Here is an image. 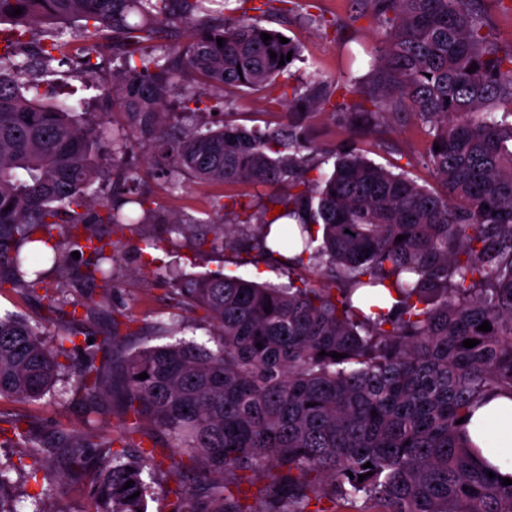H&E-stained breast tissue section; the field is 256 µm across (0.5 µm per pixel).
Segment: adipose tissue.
<instances>
[{
	"mask_svg": "<svg viewBox=\"0 0 512 512\" xmlns=\"http://www.w3.org/2000/svg\"><path fill=\"white\" fill-rule=\"evenodd\" d=\"M466 431L491 464L512 458V395H496L479 406L468 417Z\"/></svg>",
	"mask_w": 512,
	"mask_h": 512,
	"instance_id": "1",
	"label": "adipose tissue"
}]
</instances>
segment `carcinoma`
Returning a JSON list of instances; mask_svg holds the SVG:
<instances>
[{"instance_id": "carcinoma-1", "label": "carcinoma", "mask_w": 512, "mask_h": 512, "mask_svg": "<svg viewBox=\"0 0 512 512\" xmlns=\"http://www.w3.org/2000/svg\"><path fill=\"white\" fill-rule=\"evenodd\" d=\"M216 2L230 0H0V288L52 312L71 307L50 335L0 315V399L40 400L68 375L69 402L87 421L112 413L115 390L125 418L118 436L102 437L38 433L0 414V437L23 449L33 476L57 464L87 491L86 512H147L151 483L180 485L190 471L195 487L174 492L170 512H512V484L457 423L493 394H512V47L491 32L484 0H357L354 19L380 33L377 79L313 73L292 86L298 45L256 20L214 21ZM175 22L184 45L164 43ZM104 49L121 66L97 96L99 121L43 102L52 63L94 76ZM186 75L210 91L186 87ZM279 78L291 115L329 105L352 119L418 116L423 163L441 191L355 148L313 177L318 163L292 118L264 130L171 122L173 98L186 115L222 113L224 88L259 93ZM115 113L123 123L109 131ZM135 146L173 184L286 181L292 192L272 200L281 213L271 219L268 207L256 215L234 201L241 219L230 226L219 199L205 222L167 216L140 188ZM283 217L296 226L269 237ZM146 224L236 253L253 241L308 274L272 284L153 268L144 257L165 238ZM129 236L170 299L202 312L208 341L118 350L132 319L114 302V265ZM78 280L101 289L95 305L108 323L91 344L76 327L87 308L71 298ZM485 321L492 330H478ZM145 420L167 436L169 464L137 439ZM22 468L0 461V512H54L36 496L18 508ZM246 471L268 477L253 504L239 491Z\"/></svg>"}]
</instances>
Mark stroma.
Segmentation results:
<instances>
[{"label":"stroma","instance_id":"1","mask_svg":"<svg viewBox=\"0 0 512 512\" xmlns=\"http://www.w3.org/2000/svg\"><path fill=\"white\" fill-rule=\"evenodd\" d=\"M355 8V0H313V9L308 12L294 6L291 0H273L270 11L261 16L260 21L262 25L279 30L299 43L302 60L295 65L299 78H306L314 72L332 79L338 78L348 70L344 67V59L349 51L356 56L349 70L354 75L364 76L372 72L373 66L371 57L363 47L377 42L379 32L369 20L351 22ZM105 79L102 73L93 77L81 76L62 66L45 77L42 92L45 100L67 98L72 104L90 112L94 109L98 87ZM224 101L226 111L232 112L234 120L248 127H274L284 120V107L271 104L270 96L266 93L245 95L228 89L224 92ZM300 121L313 146L329 151L358 147L365 150L367 158L376 163L385 166L410 165L419 183L430 187L435 184L433 175L421 163L427 138L421 123L413 118L388 117L364 128L326 108L301 114ZM143 179L144 188L155 208L184 217H205L212 200L217 197L252 199L257 205L266 206L271 198L288 192V186L284 183L253 188L186 180L174 189L166 179L149 173L144 174ZM155 260L162 264H179L185 272L192 274L222 271L275 284L288 279L287 268L259 250L233 253L207 246L199 248L193 241L181 237L158 251ZM115 277L121 284L118 300L134 318V334L127 337V345L165 344V337H147L143 334L144 329L160 320L181 324L180 336L183 339H207L209 326L201 321L199 314L174 306L162 284L146 274L133 272L130 260L118 262ZM0 413L24 417L36 431L49 426L68 431L84 427L78 409L59 396L48 395L38 401L0 399ZM60 474L58 468L48 469L39 473L37 478L20 484L18 492L24 496L48 495V505L53 512H84L87 505L84 491L71 482H60Z\"/></svg>","mask_w":512,"mask_h":512}]
</instances>
